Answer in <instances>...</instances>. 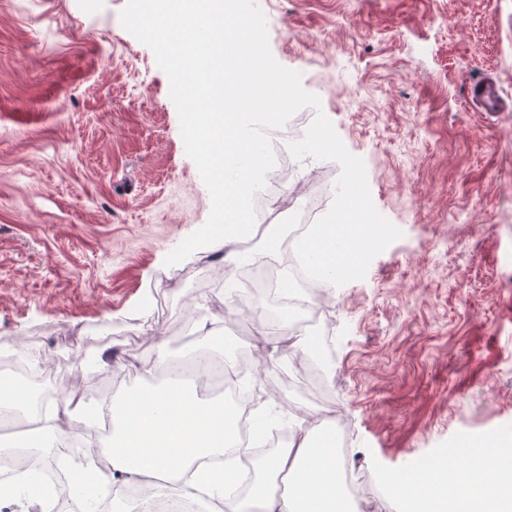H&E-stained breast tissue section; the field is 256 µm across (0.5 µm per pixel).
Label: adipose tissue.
I'll return each instance as SVG.
<instances>
[{
  "instance_id": "obj_1",
  "label": "adipose tissue",
  "mask_w": 512,
  "mask_h": 512,
  "mask_svg": "<svg viewBox=\"0 0 512 512\" xmlns=\"http://www.w3.org/2000/svg\"><path fill=\"white\" fill-rule=\"evenodd\" d=\"M112 469L123 483L151 480L160 496L202 502L223 499L230 467L191 471L200 458L229 453L238 416L222 402L197 401L187 390L152 386L112 393ZM267 472L291 471L286 494L274 495L258 478L233 512H355L342 489L341 462L332 433L306 429L296 454L278 450ZM401 512H512V464L499 452L474 455L467 468L444 463L422 478H386Z\"/></svg>"
}]
</instances>
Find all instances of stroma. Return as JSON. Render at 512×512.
<instances>
[{"mask_svg": "<svg viewBox=\"0 0 512 512\" xmlns=\"http://www.w3.org/2000/svg\"><path fill=\"white\" fill-rule=\"evenodd\" d=\"M270 50L403 232L364 279L329 286L318 349L261 337V407L297 442V408L332 406L367 475L359 512H400L385 477L463 441L512 447V109L469 102L481 77L512 96V0H256ZM127 0H0V348L88 362L64 424L113 386H147L174 355L238 343L224 277L233 240L168 267L207 221L169 80L121 24ZM288 186L333 201V160L285 158ZM111 362L104 370L103 362Z\"/></svg>", "mask_w": 512, "mask_h": 512, "instance_id": "1", "label": "stroma"}]
</instances>
